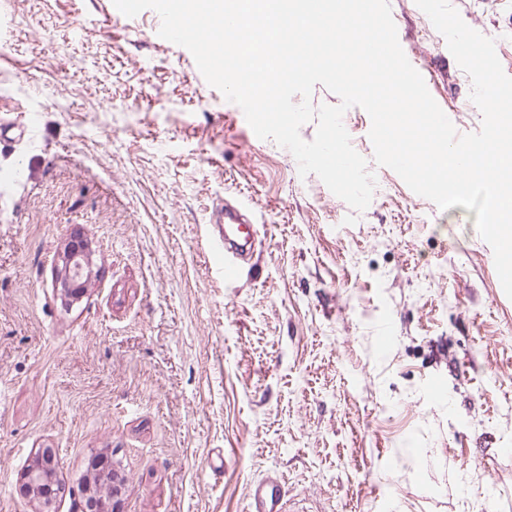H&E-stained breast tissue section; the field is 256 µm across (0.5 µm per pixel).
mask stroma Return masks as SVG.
Listing matches in <instances>:
<instances>
[{
    "label": "stroma",
    "mask_w": 512,
    "mask_h": 512,
    "mask_svg": "<svg viewBox=\"0 0 512 512\" xmlns=\"http://www.w3.org/2000/svg\"><path fill=\"white\" fill-rule=\"evenodd\" d=\"M389 3L457 133L479 131L445 37ZM451 3L512 76V0ZM160 25L0 0V512H42L23 475L45 448L55 512H79L101 453L118 512H249L269 473L282 512H512V299L475 211L378 165L357 106L343 125L376 185L353 211ZM226 205L255 230L230 283ZM77 236L90 273L67 305ZM85 246L83 243L81 244H72L65 256V264L66 268H68V276L61 283L60 295L65 302H73L80 297V292H74L71 287L69 275L72 265L77 270L78 274L84 273L85 269L89 266V256L85 251ZM78 258H81L83 262H76ZM77 264L76 266L74 264Z\"/></svg>",
    "instance_id": "1"
}]
</instances>
